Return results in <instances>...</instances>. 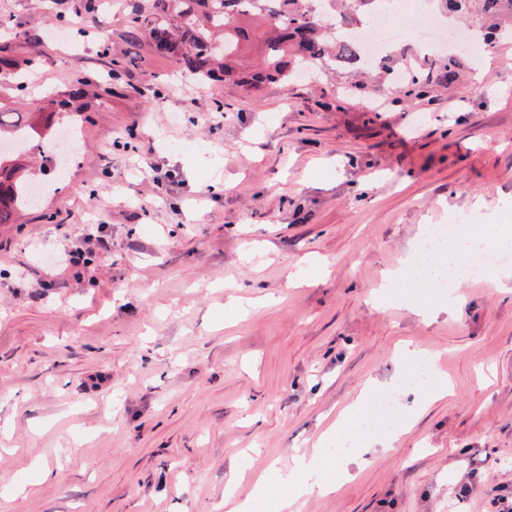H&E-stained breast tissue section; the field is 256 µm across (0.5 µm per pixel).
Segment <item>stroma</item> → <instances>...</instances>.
<instances>
[{
  "mask_svg": "<svg viewBox=\"0 0 512 512\" xmlns=\"http://www.w3.org/2000/svg\"><path fill=\"white\" fill-rule=\"evenodd\" d=\"M76 6L0 0V56L32 79L1 78L0 109L83 88L55 117L80 118L77 140L47 146L63 177L0 224V512H227L232 474L250 497L367 382L413 373L403 341L448 396L297 512H481L449 496L474 467L479 490L512 488V292L462 282L434 319L401 283L375 295L423 225L459 236L473 198L512 197V44L419 99L324 70L249 95L130 53L123 0L70 44Z\"/></svg>",
  "mask_w": 512,
  "mask_h": 512,
  "instance_id": "35a3bbf8",
  "label": "stroma"
}]
</instances>
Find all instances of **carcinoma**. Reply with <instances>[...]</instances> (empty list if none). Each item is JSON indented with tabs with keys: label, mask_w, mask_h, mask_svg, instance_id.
Segmentation results:
<instances>
[{
	"label": "carcinoma",
	"mask_w": 512,
	"mask_h": 512,
	"mask_svg": "<svg viewBox=\"0 0 512 512\" xmlns=\"http://www.w3.org/2000/svg\"><path fill=\"white\" fill-rule=\"evenodd\" d=\"M125 40L129 45L147 42L158 54L170 58L179 70L201 83L233 82L256 93L264 85L291 80L305 68L316 69L328 59L349 73L364 69L360 58L343 49L336 32L323 17L308 14L302 0H278L269 10L266 0H131ZM336 11L359 17L371 0H331ZM448 21L465 18L488 44L489 52L512 43V0H434ZM443 79L452 85L460 79L456 56L439 59ZM402 87L410 98L423 97L430 77L407 78ZM54 135L40 112H25L15 120L0 115V142L14 149L0 153V224H11L15 211L29 206L25 189L33 182L23 160L40 148L32 135Z\"/></svg>",
	"instance_id": "1"
}]
</instances>
